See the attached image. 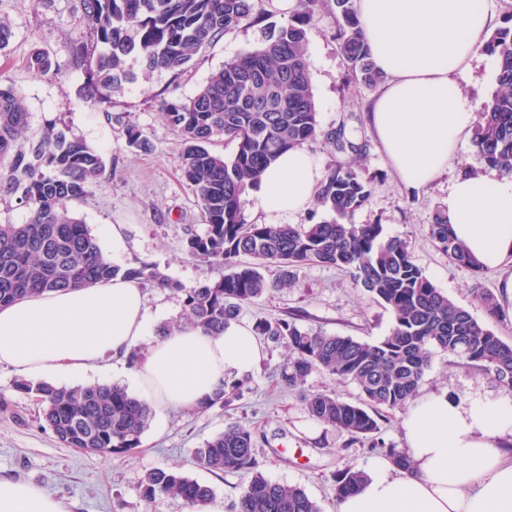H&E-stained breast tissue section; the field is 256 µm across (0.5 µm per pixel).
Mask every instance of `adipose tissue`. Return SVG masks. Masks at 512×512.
Here are the masks:
<instances>
[{
    "label": "adipose tissue",
    "instance_id": "1",
    "mask_svg": "<svg viewBox=\"0 0 512 512\" xmlns=\"http://www.w3.org/2000/svg\"><path fill=\"white\" fill-rule=\"evenodd\" d=\"M376 67L388 80L370 112L373 130L408 189L432 183L471 134L474 107L456 77L484 46L493 25L485 0H356ZM323 173L306 147L283 153L250 199L269 222L303 210ZM455 237L482 268L512 259V179L496 171L461 174L444 206ZM138 280L31 295L0 307V366L41 381L81 375L148 343L137 375L161 406L198 408L227 376L243 379L264 346L249 326L230 322L207 336L192 327L154 340ZM412 472L395 475L378 458L361 489L337 512H512V399H416L403 421ZM0 512H69L39 485L0 477Z\"/></svg>",
    "mask_w": 512,
    "mask_h": 512
}]
</instances>
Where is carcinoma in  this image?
Returning <instances> with one entry per match:
<instances>
[{
  "mask_svg": "<svg viewBox=\"0 0 512 512\" xmlns=\"http://www.w3.org/2000/svg\"><path fill=\"white\" fill-rule=\"evenodd\" d=\"M272 0H79L88 42H74L70 64L87 77V99L100 107L112 94L135 80L128 68L137 56L144 72H166L179 78L204 49L244 22L266 20ZM336 27L346 60V78L367 88L383 84L365 43L353 0H299V9L280 25H272L262 47L236 57L212 72L192 97L162 99L161 115L182 145L181 172L195 188L207 230L186 240V253L231 272L215 281L184 288L145 262L124 269L106 260L96 237L70 209L83 200L89 186L104 172L103 154L66 138L55 125L39 139L28 135L26 98L0 84V191L15 195L29 210L23 224H0V305L49 291L78 289L107 282L121 274L184 295V314L163 327L167 336L184 326L206 335L224 331L242 305L269 290L263 274L268 264L280 267L282 280L292 269L316 262L348 273L352 284L372 293L393 316L390 332L376 342L328 335L300 324L301 318L261 320L255 333L288 343V364L281 371L290 388H304L314 373L354 385L352 402L326 391L303 394L310 417L354 438L380 431L387 410L403 409L415 397L436 352L477 367L500 384L512 387V343L441 293L418 267L408 243L386 238L380 224H351L350 218L368 200L371 186L354 165L330 168L317 204L332 215L314 224H250L246 196L265 169L283 152L322 138L339 153L361 146L342 128L323 131L307 64V27L317 10ZM496 29L485 50L497 56L496 90L480 108L474 143L482 158L512 177V16ZM31 70L46 75L52 61L41 51L28 60ZM129 147L147 148L133 125L125 128ZM235 145L232 159L210 149L217 139ZM435 245L453 262L478 273L481 268L452 235L446 215L437 213L428 225ZM249 255L255 262H236ZM474 300L492 318L502 315L493 295L475 284ZM246 381L216 391L200 408L224 405ZM13 389L37 401L42 420L68 448L112 456L141 444L153 416L150 403L118 384L63 387L17 380ZM254 436L241 423H231L194 452L199 465L214 473L250 472L236 512H321L303 490L273 481L257 472ZM385 456L401 471L411 468L408 450L390 447ZM366 474L346 468L333 474L336 499L360 489ZM144 497L151 510L166 499H178L197 510L211 498V489L175 469L153 470L144 479Z\"/></svg>",
  "mask_w": 512,
  "mask_h": 512,
  "instance_id": "cac0c4a2",
  "label": "carcinoma"
}]
</instances>
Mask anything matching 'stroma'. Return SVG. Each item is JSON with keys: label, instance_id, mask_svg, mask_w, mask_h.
Segmentation results:
<instances>
[{"label": "stroma", "instance_id": "1", "mask_svg": "<svg viewBox=\"0 0 512 512\" xmlns=\"http://www.w3.org/2000/svg\"><path fill=\"white\" fill-rule=\"evenodd\" d=\"M78 5L79 0H0V18L14 32L0 54V82L13 84L25 95L31 135L40 136L52 122L68 138L103 153L104 174L74 210L104 253H111L112 232L120 230L124 249L115 257L116 265L153 264L183 288L220 278L223 266L199 262L184 250L186 239L204 234L206 224L194 187L181 175L180 142L159 110L157 96L171 83L169 74L142 76L140 61L130 60L137 80L113 94L111 106L88 107L84 76L68 65L69 45L87 38ZM269 26L243 24L225 33L198 55L196 65L176 83L177 96H192L225 62L261 47ZM307 34L319 125L324 130L344 128L361 146L355 154L339 153L320 141L308 149L321 170L352 162L372 181L370 199L356 211L353 223L379 224L384 236L406 240L414 262L441 292L512 343V304L502 303V316L491 319L470 292L478 280L491 294H498L500 272L487 270L474 278L468 268L449 261L427 233L448 201L453 178L483 168L473 141L460 147L453 167L436 181L418 190L407 189L395 176L369 124L375 90L344 80L346 63L331 18L318 14ZM36 48L48 52L53 61L48 75H37L27 67V58ZM497 67L496 56L482 52L458 75L461 90L475 105L490 101ZM129 124L141 130L149 151L128 147L122 129ZM144 292L153 330L182 315L181 292L150 284ZM291 312L302 315L303 326L368 342L386 336L393 321L391 311L368 292L353 287L346 273L318 263L294 268L289 286L244 305L238 319L252 325ZM262 343V360L247 389L230 406L205 411L154 407L140 447L110 458L61 445L50 429L42 427L38 405L14 391L16 373L1 366L0 394L13 406L10 412H0V477L31 482L65 497L70 512H147L145 475L156 469H177L209 486L214 499L223 501L224 512H236L248 473H213L196 462L194 451L228 424L240 422L254 433V454L266 477L302 489L321 512H336L333 473L346 467L366 469L381 451L371 440L352 438L312 420L299 390L279 383L288 362L287 344L267 337ZM418 393L445 394L460 401L512 398V388L443 352L434 355Z\"/></svg>", "mask_w": 512, "mask_h": 512}]
</instances>
